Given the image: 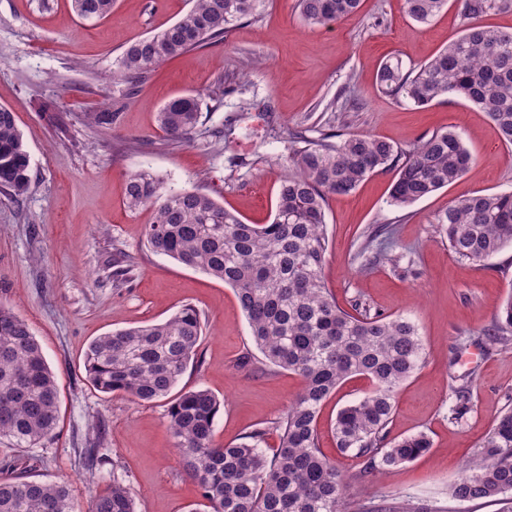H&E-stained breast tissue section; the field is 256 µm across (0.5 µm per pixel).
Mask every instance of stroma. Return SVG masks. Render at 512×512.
<instances>
[{"label":"stroma","mask_w":512,"mask_h":512,"mask_svg":"<svg viewBox=\"0 0 512 512\" xmlns=\"http://www.w3.org/2000/svg\"><path fill=\"white\" fill-rule=\"evenodd\" d=\"M188 0H116L106 19L88 23L71 0H0V106L15 116L31 158V184L13 199L0 191V302L29 323L54 372L60 417L53 438L35 448L0 439V481L67 482L83 512L113 481L131 492L138 512H190L201 496L184 473L168 429V399L139 402L106 394L89 382L84 352L109 331L166 320L181 305L204 321L201 344L179 385L204 388L222 403L215 439L241 443L268 427L300 392L298 376L261 362L231 288L158 256L145 245L154 210L126 205L129 176L146 171L166 190H199L250 224L270 223L286 164V136L304 130L367 134L402 150L432 133H460L477 161L472 174L408 208L392 205L394 173L378 171L346 195L328 196L329 247L324 275L341 305L361 299L373 311L404 316L418 328L425 362L395 396L391 437L426 432L431 450L386 474H363V462L340 453L331 426L343 406L370 390L357 377L324 405L322 452L353 481L346 500L393 495L429 512H503L499 502H459L448 487L497 417L512 407V345L488 349L468 339L491 324L512 296V248L481 264L448 248L434 218L461 195L512 191V146L503 144L485 112L460 97L416 109L380 93L379 64L399 57L427 63L462 28L459 7L433 22L411 20L404 0H363L359 12L329 26L311 27L295 0H258L253 17L235 23L222 42L167 61L128 91L112 71L134 41L180 19ZM245 93H237V86ZM364 100L357 112L331 110L339 89ZM192 93L202 117L191 139L170 141L157 113L170 99ZM267 106L282 141H259V110L244 114L242 100ZM117 110L103 130L85 115ZM236 140L225 144L224 131ZM394 232L392 255L355 273L353 243L367 226ZM128 268L112 279L114 265ZM475 370L472 408L454 419L449 373ZM97 451L94 469L85 449Z\"/></svg>","instance_id":"obj_1"}]
</instances>
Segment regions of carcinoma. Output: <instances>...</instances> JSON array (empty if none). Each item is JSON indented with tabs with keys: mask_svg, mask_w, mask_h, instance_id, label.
Listing matches in <instances>:
<instances>
[{
	"mask_svg": "<svg viewBox=\"0 0 512 512\" xmlns=\"http://www.w3.org/2000/svg\"><path fill=\"white\" fill-rule=\"evenodd\" d=\"M257 0H192L166 29L131 44L112 78L128 85L165 61L218 42L230 26L254 14ZM461 34L428 63L404 68L401 59L377 69L379 91L423 108L445 95L459 96L482 111L512 145V31L486 23L512 0H457ZM86 21L112 13L114 0H71ZM361 0H296L305 22L325 26L358 12ZM448 0H405L407 15L428 23ZM193 94L169 100L157 113L172 140L190 139L200 123ZM289 170L281 180L273 220L248 224L196 190L166 191L148 172L129 176L127 204L155 208L145 228L157 255L201 271L233 289L265 365L294 373L303 386L276 425L280 442L272 456L261 444L269 428L257 427L238 445L215 440L217 397L206 389L180 392L168 408V428L183 470L199 487L205 512H428L397 497L345 502V475L320 449L318 423L325 402L346 381L363 377L371 390L343 407L333 433L341 452H355L364 472L411 462L432 447L427 433L389 438L395 395L422 365L424 346L409 319L371 312L355 299L336 302L324 277L328 252L325 199L348 194L373 173L396 171L392 204L406 208L462 180L474 160L460 136L436 132L408 151L370 135L339 141L311 140L297 132L287 147ZM30 183V154L13 112L0 106V188L18 200ZM460 258L481 263L512 246V192L473 193L452 201L435 218ZM384 226L358 236L352 264L366 272L387 257L377 248ZM203 334L201 313L184 305L166 320L110 331L85 353V371L103 393L139 401L167 397L196 355ZM485 345L512 343V296L480 332ZM474 378L451 387L454 415L469 409ZM58 385L27 321L0 304V437L17 448H36L58 425ZM469 474L448 488L459 501L512 502V409L504 411L468 463ZM0 512H81L65 482L17 479L0 483ZM91 512H136L129 489L118 481L93 500Z\"/></svg>",
	"mask_w": 512,
	"mask_h": 512,
	"instance_id": "carcinoma-1",
	"label": "carcinoma"
}]
</instances>
